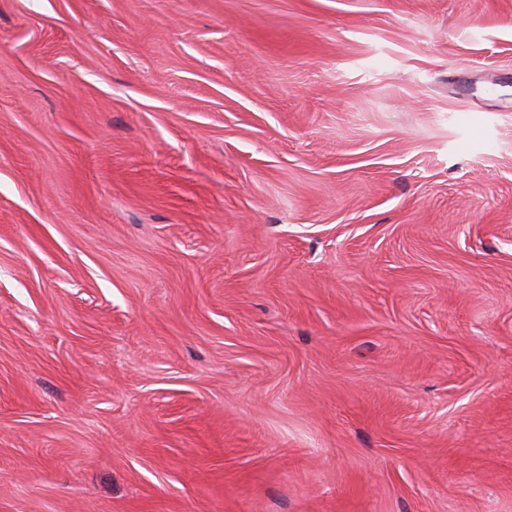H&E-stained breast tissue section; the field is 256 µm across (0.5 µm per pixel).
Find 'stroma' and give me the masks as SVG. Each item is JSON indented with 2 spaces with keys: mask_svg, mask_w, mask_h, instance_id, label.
I'll use <instances>...</instances> for the list:
<instances>
[{
  "mask_svg": "<svg viewBox=\"0 0 512 512\" xmlns=\"http://www.w3.org/2000/svg\"><path fill=\"white\" fill-rule=\"evenodd\" d=\"M0 512H512V0H0Z\"/></svg>",
  "mask_w": 512,
  "mask_h": 512,
  "instance_id": "1",
  "label": "stroma"
}]
</instances>
